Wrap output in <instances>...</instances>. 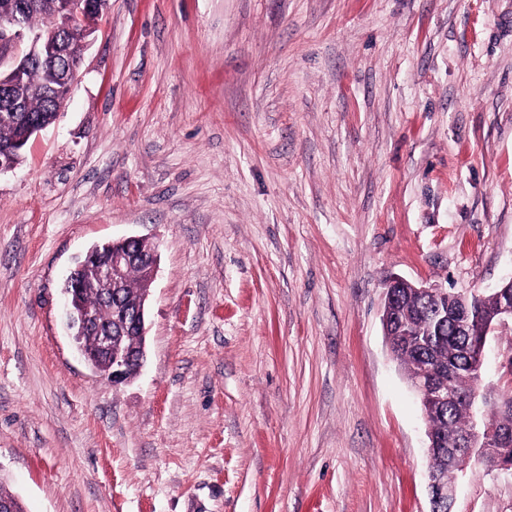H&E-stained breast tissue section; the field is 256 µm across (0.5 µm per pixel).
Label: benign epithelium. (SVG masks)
Wrapping results in <instances>:
<instances>
[{
    "label": "benign epithelium",
    "mask_w": 512,
    "mask_h": 512,
    "mask_svg": "<svg viewBox=\"0 0 512 512\" xmlns=\"http://www.w3.org/2000/svg\"><path fill=\"white\" fill-rule=\"evenodd\" d=\"M87 6V0H59L56 20L46 30H34L25 26L16 15H7L5 24L0 26V41L5 43L18 69H23L34 60L52 62L65 57L63 41L64 30L76 23ZM79 66L70 63L64 68L61 85L54 88L53 94L69 96L78 79ZM0 106L6 112L23 111L22 102L9 96V80L0 78ZM46 126L27 120L23 123L19 137L11 144L0 145V174L15 169L11 157L17 149L35 138ZM146 240L137 236H128L112 241L106 269L99 278L90 283L89 287L100 290L102 297L111 302L112 306L123 317L118 329L97 330L96 348L88 351L84 347L83 338L91 330L90 316L85 313L77 300L75 290L78 272L87 260L94 257L95 249H90L84 259L78 261L66 276L64 285V307L67 327L74 347L79 356L89 366L104 358L108 362L107 377L114 385L127 382L132 378L131 369L141 370L145 360L146 301L134 306L123 302L122 289L125 288V276L134 265L139 266L148 281H153L157 271L158 255L154 246L142 248ZM409 286L425 302L429 314L436 320L437 334L443 335L452 329L456 336H469L468 357L474 389L468 393H456L448 390V385L436 376V370L426 368L411 380L412 389L420 397L424 411L437 413L450 405L465 403L470 411H475L479 400L484 398L481 391L483 371L486 359V348L489 337L498 328L512 325V275L505 276L495 288L493 297L497 300L494 313L484 317L480 313V304L485 296L474 291L470 294L460 293L462 306L450 308L443 299L448 297V289L441 285H423L411 282L399 276L390 277L384 285V300L381 309V324L384 335H401L402 322L393 313L392 305L400 296L398 289ZM506 422L501 415L495 420L471 418L470 427L463 431L455 444L448 449V459L464 458L483 464L488 471H512V429L501 431L498 424ZM429 445V478L428 497L430 509L448 501V512H453L456 502V486L444 485L435 478L436 464L439 458L438 448L442 442L427 430Z\"/></svg>",
    "instance_id": "benign-epithelium-1"
}]
</instances>
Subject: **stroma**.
Listing matches in <instances>:
<instances>
[{
    "mask_svg": "<svg viewBox=\"0 0 512 512\" xmlns=\"http://www.w3.org/2000/svg\"><path fill=\"white\" fill-rule=\"evenodd\" d=\"M0 175V484L26 512H429L426 419L385 343L398 274L512 272V0H110ZM158 248L115 386L60 288ZM492 338L482 416L512 393ZM512 512V473L456 478Z\"/></svg>",
    "mask_w": 512,
    "mask_h": 512,
    "instance_id": "stroma-1",
    "label": "stroma"
}]
</instances>
